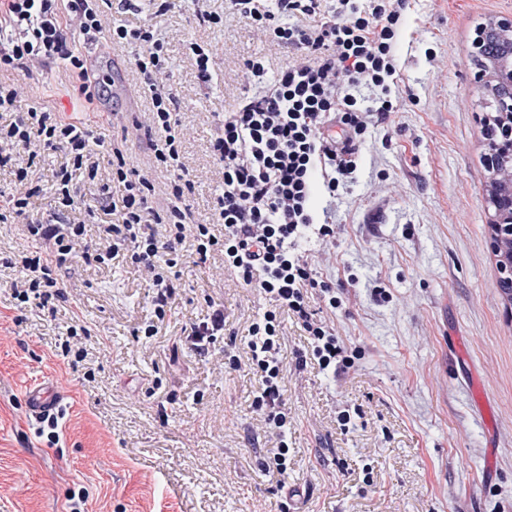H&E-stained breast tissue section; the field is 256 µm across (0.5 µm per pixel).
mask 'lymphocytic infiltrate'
<instances>
[{
	"label": "lymphocytic infiltrate",
	"instance_id": "f902f5d3",
	"mask_svg": "<svg viewBox=\"0 0 512 512\" xmlns=\"http://www.w3.org/2000/svg\"><path fill=\"white\" fill-rule=\"evenodd\" d=\"M323 0H275L272 11H259L255 0H233L240 16L265 21L278 45L293 49L276 76H269L262 59L244 61L243 69L256 90L243 97L210 142V152L224 175V190L213 205L211 220H195L187 194L194 188L189 168L180 159L181 128L176 96L160 86L165 66L164 44L152 30L128 28L113 22L114 47L129 46L131 64L151 107L145 116H132L142 130L143 152L151 167L167 168L165 192H157L147 171L129 165L125 152L97 135L96 122L111 123L102 105L112 92L108 69L89 73L87 57L77 40L97 41L102 33L99 0H0V71L27 73L30 64L62 67L72 73L73 91L97 120L48 112L30 106L19 111L16 87L0 84V112L18 111V118L0 123V168L11 169L17 190L0 205L1 224H21L38 245L15 262L22 277L14 289L23 304H47L57 285V274L74 262L85 225L68 223L65 213L84 208L88 214L111 211L118 223L97 227L103 248L94 259L107 264L120 250L151 274L152 302L157 318H165L177 288L179 257L176 248L191 241L198 260L224 252V271L244 287L256 290L270 307L250 328V368L260 390L253 400L276 434L278 451L273 465L288 470V411L283 398L285 367L281 358V323L277 313L291 311L312 340V356L321 369L340 373L351 368L348 355L333 328L310 306L319 294L328 308L337 305L332 283L318 281L299 240L310 228L330 237L334 229L319 221L311 200L316 187L328 197L354 182L359 168V145L366 139L370 116L390 118L391 94L398 88L396 46L406 0H336L331 20L305 28L287 24L290 16L321 14ZM63 150L68 158L55 174L57 203L46 218L29 214L31 198L40 190L29 167L20 164L18 148L32 142ZM112 154L108 184L93 202L82 203L74 184L76 172L96 179L101 151ZM124 192L113 197L112 183ZM151 224L164 225L166 242L148 233ZM223 226L215 234V226Z\"/></svg>",
	"mask_w": 512,
	"mask_h": 512
}]
</instances>
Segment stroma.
Instances as JSON below:
<instances>
[{"instance_id": "1", "label": "stroma", "mask_w": 512, "mask_h": 512, "mask_svg": "<svg viewBox=\"0 0 512 512\" xmlns=\"http://www.w3.org/2000/svg\"><path fill=\"white\" fill-rule=\"evenodd\" d=\"M218 25H201L191 0L157 10L145 0L123 22L156 31L166 84L184 130L181 154L197 176L187 198L207 221L223 176L209 144L225 111L246 96L237 71L292 54L241 17L231 0H204ZM512 16V0H409L397 43L400 95L390 121L371 124L354 183L329 209L336 236L301 241L319 279L336 284L326 320L355 363L333 375L302 364L309 339L284 313L288 477L266 472L277 439L252 401L248 328L267 302L224 273V254L184 257L158 335L146 273L126 256L80 260L59 273V297L20 304L10 260L32 249L23 225L0 223V512H67L86 490L88 512H512V302L499 286L488 228L486 140L474 37ZM213 53L202 82L187 40ZM120 90L117 112L148 100L128 60L101 36ZM20 81L23 99L80 111L64 69ZM61 151L32 167L43 190L30 212H52ZM224 307V335L196 357L176 340ZM64 396L57 443L26 406L34 383ZM350 414L342 427L341 414Z\"/></svg>"}]
</instances>
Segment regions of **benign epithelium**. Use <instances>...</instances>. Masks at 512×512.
<instances>
[{
	"instance_id": "benign-epithelium-1",
	"label": "benign epithelium",
	"mask_w": 512,
	"mask_h": 512,
	"mask_svg": "<svg viewBox=\"0 0 512 512\" xmlns=\"http://www.w3.org/2000/svg\"><path fill=\"white\" fill-rule=\"evenodd\" d=\"M493 39L512 41V17H502L486 27ZM478 83L487 93L486 125L499 133L488 140L489 172L486 198L492 208L491 246L498 257L500 283L512 289V61L482 62Z\"/></svg>"
}]
</instances>
